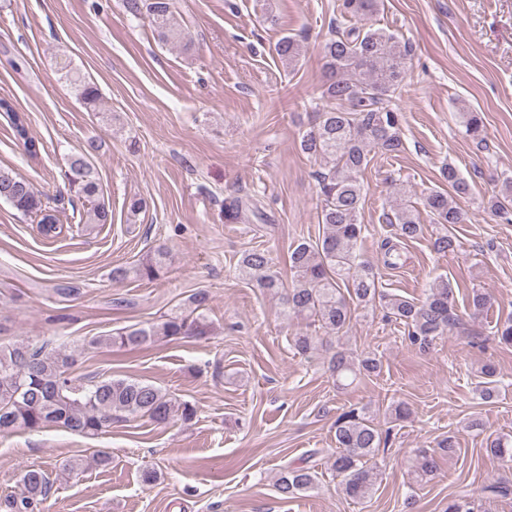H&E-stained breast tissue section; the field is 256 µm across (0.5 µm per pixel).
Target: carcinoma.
<instances>
[{
    "label": "carcinoma",
    "instance_id": "obj_1",
    "mask_svg": "<svg viewBox=\"0 0 512 512\" xmlns=\"http://www.w3.org/2000/svg\"><path fill=\"white\" fill-rule=\"evenodd\" d=\"M127 14L147 16L163 43L189 48L192 40L173 11V0H123ZM378 0H342V18L364 17L376 12ZM282 62L293 68L299 62L302 45L292 36L282 37L275 45ZM410 43L400 41L382 28L343 26L336 22L322 47L324 69L328 75L323 97L326 106L317 113L315 123L301 139L303 152L325 161L317 173L321 197L319 223L322 235L304 240L288 252L293 273L291 284L284 283L274 270L275 262L268 249L254 248L244 252L238 271L255 287L281 296L283 316L306 321V328L295 332L291 345L295 352L310 357L319 352L329 354L328 371L336 387L377 375L381 361L367 355L355 360L343 347V335L351 320L349 298L359 303L382 302V306L407 327L409 339L422 350H428L435 339L460 325L454 308V290L441 279L429 289L424 300L415 302L398 295L379 291L373 266L361 258L358 243L365 225L359 222L366 188L358 175L370 162L371 148L396 157L405 149L401 137L402 112L393 106L396 92L406 75V60L411 55ZM60 71L78 97L88 107H97L98 89L83 75L64 62ZM0 112L8 114L16 139L24 150L36 157L39 142L29 136L25 114L16 111L6 98H0ZM465 135L479 143L484 141L483 122L477 112L461 113ZM102 142L92 137L78 154L67 158L64 182L78 199L90 205L85 214L87 224H110L112 212L99 200L101 185L90 157L99 152ZM444 178L458 194H466L469 185L457 170L449 166ZM410 188L394 187L392 218L395 237L412 241L420 237V210H425L437 223L447 228L433 243L439 254L455 251L456 238L448 227L459 224L464 216L448 193L433 190L421 198V206L411 200ZM0 201L12 205L24 216L38 219L40 232L52 238L62 233L63 225L30 182L12 172L0 169ZM491 213L503 224H512V178L502 181L501 189L488 200ZM166 253L157 252L133 267L112 269L114 281L129 276L155 281L164 268ZM209 295L197 291L188 297L187 307L174 312L149 327H126L91 345H111L126 349L140 348L156 339H178L183 336H205L209 324L205 311ZM74 363L72 354L63 346L50 351L33 349L18 343L0 350V433L17 428L40 431L53 426L71 433L94 437L112 427V419L146 417L156 424L171 421L192 422L196 407L182 401L152 383L117 377L76 379L69 373ZM481 394L490 399L498 392L495 368L487 364L482 370ZM336 452L329 461L340 477L345 496L360 501L375 489L379 473L367 466L369 457L389 446L391 430H383L374 422L367 407H351L334 422ZM490 453L504 461H512V439L495 438L487 445ZM438 468L435 455H419L412 471L413 479L423 482ZM317 475L303 458L283 468L276 487L284 498L312 490ZM51 488L45 473L28 469L22 477L18 495L4 501L6 512H35Z\"/></svg>",
    "mask_w": 512,
    "mask_h": 512
}]
</instances>
